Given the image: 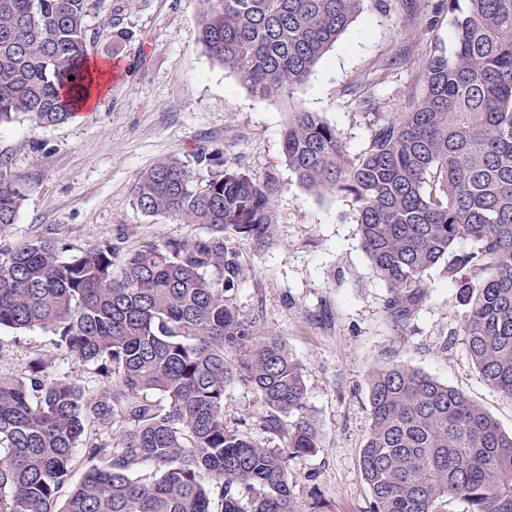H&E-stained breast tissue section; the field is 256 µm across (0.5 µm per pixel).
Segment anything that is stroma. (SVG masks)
<instances>
[{
  "label": "stroma",
  "mask_w": 512,
  "mask_h": 512,
  "mask_svg": "<svg viewBox=\"0 0 512 512\" xmlns=\"http://www.w3.org/2000/svg\"><path fill=\"white\" fill-rule=\"evenodd\" d=\"M111 3L103 0L87 18L101 31L92 59L117 58L124 67L98 106L58 126L41 127L23 115L0 125V153L26 187L15 223L0 229V247L48 238L75 254L108 242L119 266L144 243L206 235L203 225L143 213L131 190L139 172L170 158L205 186L210 172L199 153L222 150L251 174L278 176L269 239L259 244L238 235L227 244L248 270L239 307L262 330L281 336L303 368L307 404L320 427L319 448L289 462L293 492L303 504L317 500L330 512H368L371 496L360 468L370 427L367 375L392 360L454 387L512 432V400L484 382L458 334L466 307L456 283L431 270L427 300L395 327L384 309L387 289L360 247L352 197L304 189L282 154V129L295 109L318 113L351 152L363 150L369 120L357 105L358 88L374 92L388 112L403 111L421 92L415 71L427 50L455 49L448 14L429 27L409 21L400 0H388L383 11L369 2L291 97L273 103L205 53L200 0H124V23L139 37L122 44L103 32ZM404 45L411 48L407 61L380 70ZM38 356L97 389L94 371L75 368L53 333L0 329V374L23 373ZM264 413L252 389L236 382L226 387V421L245 420L253 441L281 446V436L264 429Z\"/></svg>",
  "instance_id": "obj_1"
}]
</instances>
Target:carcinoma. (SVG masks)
Returning a JSON list of instances; mask_svg holds the SVG:
<instances>
[{"mask_svg":"<svg viewBox=\"0 0 512 512\" xmlns=\"http://www.w3.org/2000/svg\"><path fill=\"white\" fill-rule=\"evenodd\" d=\"M201 2L208 56L276 101L307 79L365 0ZM439 7L451 15L453 54L423 56V90L405 110L361 100L371 116L364 150L351 153L335 126L305 110L291 113L282 150L300 185L353 198L395 325L426 299L429 270L458 284L467 352L512 399V0ZM89 9L90 0H0V124L18 114L48 126L72 118L92 88ZM106 27L114 42L138 38L119 7ZM200 161L211 173L205 186L168 159L137 176L132 198L146 214L206 226V237L146 243L118 271L110 243L66 259L51 239L0 248V328L51 331L99 381L89 391L42 357L20 376L0 375V512H306L288 467L320 442L302 365L240 310L245 269L226 246L228 234L269 237L277 177L252 175L221 150ZM25 196L1 155V228ZM461 240L469 248L456 249ZM232 382L259 395L264 427L284 446H262L224 421ZM368 387L360 466L370 512H448L452 503L512 512V432L400 360L371 371ZM104 424L115 426L107 439L93 433Z\"/></svg>","mask_w":512,"mask_h":512,"instance_id":"cac0c4a2","label":"carcinoma"}]
</instances>
